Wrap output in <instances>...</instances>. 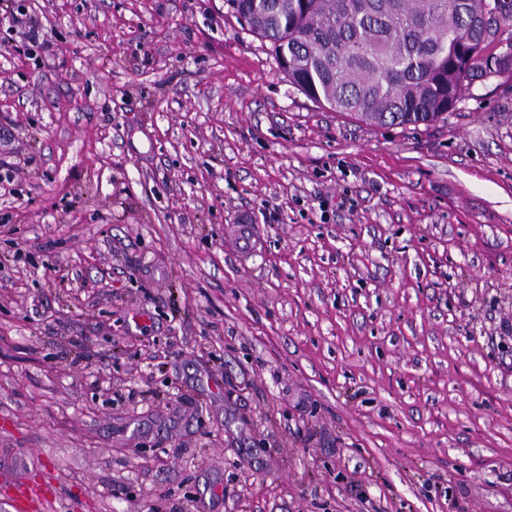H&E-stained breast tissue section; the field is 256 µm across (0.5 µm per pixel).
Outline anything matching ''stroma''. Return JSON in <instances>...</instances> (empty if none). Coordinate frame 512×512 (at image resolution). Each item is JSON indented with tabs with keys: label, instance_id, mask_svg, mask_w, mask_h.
Segmentation results:
<instances>
[{
	"label": "stroma",
	"instance_id": "35a3bbf8",
	"mask_svg": "<svg viewBox=\"0 0 512 512\" xmlns=\"http://www.w3.org/2000/svg\"><path fill=\"white\" fill-rule=\"evenodd\" d=\"M16 3L0 512H512V86L375 127L225 0ZM0 2V12L4 11V16L9 13L12 16L14 24L16 27L24 28L27 31L23 32L25 39L28 41H36L37 33L32 19L29 17L26 12L22 11L19 6L15 8V0H1Z\"/></svg>",
	"mask_w": 512,
	"mask_h": 512
}]
</instances>
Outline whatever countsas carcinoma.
I'll use <instances>...</instances> for the list:
<instances>
[{
    "label": "carcinoma",
    "instance_id": "cac0c4a2",
    "mask_svg": "<svg viewBox=\"0 0 512 512\" xmlns=\"http://www.w3.org/2000/svg\"><path fill=\"white\" fill-rule=\"evenodd\" d=\"M310 100L377 125L436 122L512 78V0H226Z\"/></svg>",
    "mask_w": 512,
    "mask_h": 512
}]
</instances>
